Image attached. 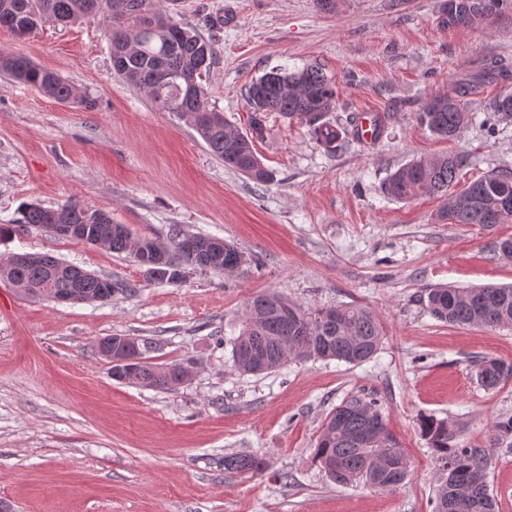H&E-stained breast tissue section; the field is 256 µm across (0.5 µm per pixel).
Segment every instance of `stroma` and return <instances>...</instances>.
I'll return each mask as SVG.
<instances>
[{
	"instance_id": "obj_1",
	"label": "stroma",
	"mask_w": 512,
	"mask_h": 512,
	"mask_svg": "<svg viewBox=\"0 0 512 512\" xmlns=\"http://www.w3.org/2000/svg\"><path fill=\"white\" fill-rule=\"evenodd\" d=\"M444 0H159L185 24L220 15V54L203 85L211 108L248 132L245 89L274 69L316 65L335 79L336 110L382 119L386 132L329 152L307 126L269 115L257 141L276 173L259 186L214 157L194 127L158 110L116 76L96 17L46 24L0 51L57 71L94 99L54 101L0 72V259L41 252L136 285L100 304L55 303L0 280V504L8 512H432L442 471L419 428L455 425L462 445L490 451L489 491L512 512V437L491 445L512 416V376L480 384L476 363L512 365V327L452 326L425 306L429 289L512 285L497 246L512 223L451 224L443 200L396 201L387 176L412 159L465 155L459 183L512 171V123L492 103L512 87V25L448 28ZM504 81L465 99L473 120L455 140L421 127V103L482 71ZM72 200L111 214L133 235L171 227L223 239L251 263L242 273L191 270L182 285L145 284L128 254L16 229L23 204ZM275 292L306 307L372 310L385 336L353 366L303 356L261 375L232 367L250 299ZM106 336L147 340L149 362L190 365L178 389L113 379L98 354ZM376 398L410 463L404 487L338 485L313 460L329 413L352 396ZM263 458L251 475L224 458Z\"/></svg>"
}]
</instances>
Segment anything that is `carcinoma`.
Instances as JSON below:
<instances>
[{"label":"carcinoma","mask_w":512,"mask_h":512,"mask_svg":"<svg viewBox=\"0 0 512 512\" xmlns=\"http://www.w3.org/2000/svg\"><path fill=\"white\" fill-rule=\"evenodd\" d=\"M96 16L105 24L111 44L114 72L128 84L144 91L161 111L181 107L180 116L191 122L209 151L224 165L245 173L257 184H267L275 174L259 159L255 141L265 133L268 115L276 113L307 125L316 141L332 152L348 136L359 137L356 120L345 124L326 120L336 109V86L317 66L294 72H267L248 86L245 99L250 111V131L242 133L211 109L204 98L201 80L219 54V44L195 28L160 10L157 0H0V28L24 37L43 24H73ZM512 18V0H446L443 23L448 27L485 28L502 18ZM0 70L45 97L89 107L91 100L58 72L23 57L0 53ZM475 85L460 83L454 92L425 99L416 113L420 126L439 138L452 139L470 121L462 99ZM495 111L512 120V90L495 101ZM465 156L446 155L414 159L391 173L383 183L384 193L396 200L421 196L445 200V218L450 224H504L512 222V171H497L469 183L460 197L453 196ZM14 220L18 227H47L71 224V238L91 246H105L114 253H129L145 279L156 281L151 261L210 269L217 273L245 256L233 245H216L208 236L186 234L173 229L167 241L135 238L123 224L112 222L101 209L86 208L69 201L56 207L29 203ZM0 278L19 280L30 290L29 297L43 294L66 296L78 303H108L116 294H130L134 286L123 280L101 278L54 256L26 253L0 260ZM426 306L436 319L451 325L496 328L512 325V287L487 286L461 289L432 288ZM383 329L374 313L362 306L341 305L306 308L276 293L260 294L248 303L242 330L232 343V364L241 374H263L283 365L285 349L307 357L336 360L352 365L365 363L377 353ZM112 351L137 356L132 371L112 367V378L129 385L174 390L183 384L184 364L156 365L145 357L148 343L136 345L131 336H109ZM503 364L486 360L477 365V377L487 388L496 387L504 377ZM422 435L447 472L445 485L434 502L433 512H496L486 471V448H465L456 430L443 419L425 417ZM315 459L337 484L363 480L373 487L393 490L410 475L406 456L387 429L385 419L372 400H344L326 418L318 438ZM264 461L251 454L224 457V470L255 473Z\"/></svg>","instance_id":"carcinoma-1"}]
</instances>
